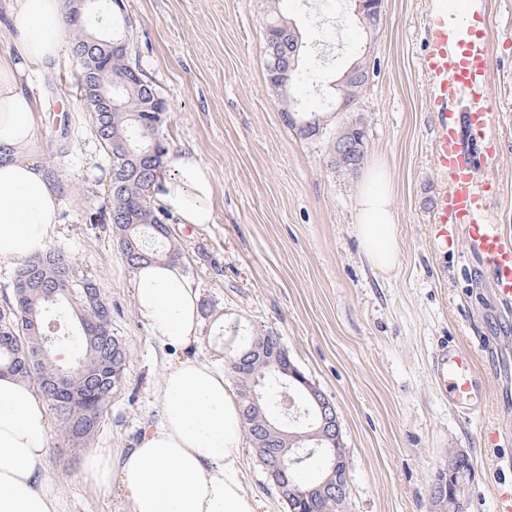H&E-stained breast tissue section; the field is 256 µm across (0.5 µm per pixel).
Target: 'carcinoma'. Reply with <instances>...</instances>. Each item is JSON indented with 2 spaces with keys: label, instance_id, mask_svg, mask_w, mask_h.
<instances>
[{
  "label": "carcinoma",
  "instance_id": "cac0c4a2",
  "mask_svg": "<svg viewBox=\"0 0 512 512\" xmlns=\"http://www.w3.org/2000/svg\"><path fill=\"white\" fill-rule=\"evenodd\" d=\"M73 51L86 54L97 69L112 68L121 72L130 64L122 47L130 35L127 18L112 19V44L94 41L93 30L74 23ZM265 29L266 76L271 89L288 106L296 71L288 69V59L299 55L296 40H288V17L271 0L263 18ZM158 92L145 79L143 73L126 86L115 91L112 111L96 113L95 136L110 164L111 204L101 220L112 224L116 244L126 265L134 270L143 264L166 261L182 264L184 249L173 234L168 211L153 197L152 186L164 170V158L169 146L164 137V113L147 111L146 101ZM11 300L0 307V373L9 372L36 385L42 379L55 377L60 363L54 354L41 355L43 336L51 321H60L61 313L48 308V292L59 288L58 298L68 302V308L77 319L79 335L58 334L55 346L70 344L75 349L74 361L81 376L98 381L96 373L108 359L112 365V380H124L129 351L125 339L112 326V307L100 301L101 292L96 280L78 272L62 251L49 249L44 255L18 264L10 281ZM267 338V346L281 348L275 336L253 335L232 350L226 361L239 399L243 427L253 448L263 445L282 450L288 447L286 439L267 428L272 422L266 400L260 407L251 402L254 392L263 394L271 389L291 394L296 402L293 415L303 419L307 406L304 396L285 390L282 381L255 356L254 343ZM38 358L39 375L29 373L27 361ZM97 413L89 415L86 407L77 402L53 396L41 389L51 410L64 426L67 436L74 441H85L94 435L101 415L110 403L112 389L105 383L94 385Z\"/></svg>",
  "mask_w": 512,
  "mask_h": 512
}]
</instances>
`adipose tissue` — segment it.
Returning <instances> with one entry per match:
<instances>
[{
  "label": "adipose tissue",
  "instance_id": "1",
  "mask_svg": "<svg viewBox=\"0 0 512 512\" xmlns=\"http://www.w3.org/2000/svg\"><path fill=\"white\" fill-rule=\"evenodd\" d=\"M9 42L0 53V261L44 254L56 231L61 188L34 157L37 102L25 79L49 69L66 51L64 0H9ZM212 170L196 153L171 152L153 187L178 223L214 221ZM356 236L370 264L398 260L391 184L370 172L359 200ZM135 313L153 341L176 354L161 376L160 414L121 458L126 512H256L238 456L239 401L220 360L196 356L202 340L200 295L180 266L152 263L133 273ZM49 430L36 386L0 375V512H62L63 489L46 477Z\"/></svg>",
  "mask_w": 512,
  "mask_h": 512
}]
</instances>
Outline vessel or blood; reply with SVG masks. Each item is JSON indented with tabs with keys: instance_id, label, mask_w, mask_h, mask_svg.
Masks as SVG:
<instances>
[{
	"instance_id": "1",
	"label": "vessel or blood",
	"mask_w": 512,
	"mask_h": 512,
	"mask_svg": "<svg viewBox=\"0 0 512 512\" xmlns=\"http://www.w3.org/2000/svg\"><path fill=\"white\" fill-rule=\"evenodd\" d=\"M427 37L420 70L430 83L439 108L434 138L433 163L440 186L433 200L434 240L447 247L449 237L462 233L469 246L489 267L495 292L512 301V238L493 224L482 208L483 195L492 183L476 184L474 157L467 155L458 138L466 128L475 141H484L490 128L494 103L486 89L491 69L486 29L469 30L466 38L450 33L448 15L434 11L426 17ZM465 97L466 112L448 115L449 100ZM435 373L449 401L468 409L480 407L486 393L479 387L469 356L451 349L436 357Z\"/></svg>"
}]
</instances>
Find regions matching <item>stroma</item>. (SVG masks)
<instances>
[{
  "mask_svg": "<svg viewBox=\"0 0 512 512\" xmlns=\"http://www.w3.org/2000/svg\"><path fill=\"white\" fill-rule=\"evenodd\" d=\"M431 2L386 0L370 41L353 0H280L302 39L292 92L305 112H323L334 81L363 45L371 47L375 74L354 111L332 113L310 136L287 124L266 82L267 0L125 2L130 59L167 103L171 150L197 153L217 183L213 223L173 226L182 268L200 293L198 352L213 355L209 336L219 318L225 341L238 333L279 338L336 405L349 512H428L432 477L452 450L474 464L467 512H497V461L512 455V303L498 299L491 271L465 239H449L444 251L433 246L437 107L418 70ZM480 3L472 24L491 29L488 91L497 109L488 143H470L468 152L495 148L496 164L473 175L496 182L483 204L512 236V0ZM78 70L68 54L24 85L40 104L36 158L63 188L51 245L95 278L129 359L94 437L73 442L50 418L47 476L63 488L66 512H124L120 478L103 492L77 474L91 450L134 447L158 416L160 373L171 357L134 313L133 275L111 224L88 221L109 206V166L79 99ZM357 120L363 169L346 175L328 167L327 155L333 137ZM379 165L392 185L399 250L387 272L370 265L354 230L365 172ZM445 344L471 356L487 392L482 409L442 394L434 361ZM493 432L499 445L488 442ZM239 455L257 512H287L249 441Z\"/></svg>",
  "mask_w": 512,
  "mask_h": 512,
  "instance_id": "35a3bbf8",
  "label": "stroma"
}]
</instances>
